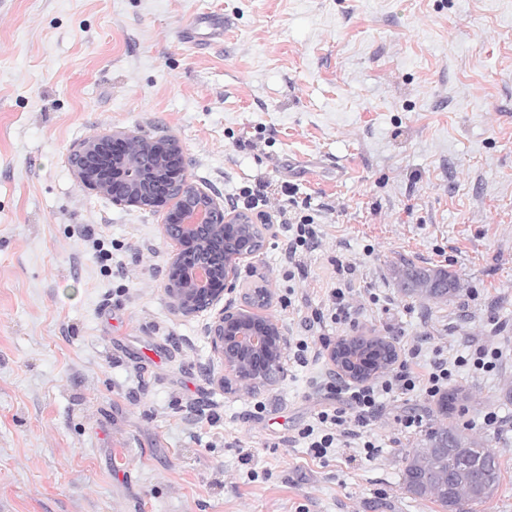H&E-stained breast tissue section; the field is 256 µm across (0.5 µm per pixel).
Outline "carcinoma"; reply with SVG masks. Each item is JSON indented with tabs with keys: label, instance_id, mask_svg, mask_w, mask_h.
<instances>
[{
	"label": "carcinoma",
	"instance_id": "1",
	"mask_svg": "<svg viewBox=\"0 0 512 512\" xmlns=\"http://www.w3.org/2000/svg\"><path fill=\"white\" fill-rule=\"evenodd\" d=\"M404 291L443 302L464 290L460 278L445 269H428L404 259L395 269ZM501 469L497 453L472 435L444 425L434 429L424 447L404 457L407 492L429 498L442 512H474L497 490Z\"/></svg>",
	"mask_w": 512,
	"mask_h": 512
}]
</instances>
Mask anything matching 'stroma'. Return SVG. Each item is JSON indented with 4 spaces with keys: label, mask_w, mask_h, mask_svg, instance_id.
<instances>
[{
    "label": "stroma",
    "mask_w": 512,
    "mask_h": 512,
    "mask_svg": "<svg viewBox=\"0 0 512 512\" xmlns=\"http://www.w3.org/2000/svg\"><path fill=\"white\" fill-rule=\"evenodd\" d=\"M116 130L175 138L188 180L223 204L259 180L272 215L285 187L309 201L306 275L289 276L272 218L224 304L264 287L265 315L306 335L338 258L358 333L448 356L512 343V0H0V512H441L403 485L426 434L395 438L411 410L437 426L438 404L389 402L373 459L314 460L290 438L331 363L250 393L222 384L213 313L183 315L166 291L163 214L72 175L73 147ZM404 259L464 291L406 295ZM455 389L502 471L476 510L512 512V432L479 421H512V359L462 369Z\"/></svg>",
    "instance_id": "stroma-1"
}]
</instances>
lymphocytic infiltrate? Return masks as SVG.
I'll list each match as a JSON object with an SVG mask.
<instances>
[{"label": "lymphocytic infiltrate", "mask_w": 512, "mask_h": 512, "mask_svg": "<svg viewBox=\"0 0 512 512\" xmlns=\"http://www.w3.org/2000/svg\"><path fill=\"white\" fill-rule=\"evenodd\" d=\"M296 199H289L281 215L288 226V242L284 261L289 268L303 271V253L315 239L317 232L312 216L296 209ZM308 335L295 337L292 349L294 363L302 368L314 366L322 359L323 348L329 347L330 339L323 334L325 323L356 326L352 306L346 291L331 288L327 310H312L307 316ZM402 358L395 367L365 383H352L333 379L325 386L328 403L319 410L311 424L298 431L296 440L309 449L316 458L327 456L329 449L339 447L342 440L360 441L367 455H375L378 447L368 437L373 425L381 416L385 402L404 396L435 399L449 386L456 383V372L462 367L490 373L506 358V351L491 342L475 345L467 354L454 359L434 356L422 361L418 347L402 348Z\"/></svg>", "instance_id": "f902f5d3"}]
</instances>
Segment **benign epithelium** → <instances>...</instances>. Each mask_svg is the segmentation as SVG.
Returning <instances> with one entry per match:
<instances>
[{
  "instance_id": "7a95c632",
  "label": "benign epithelium",
  "mask_w": 512,
  "mask_h": 512,
  "mask_svg": "<svg viewBox=\"0 0 512 512\" xmlns=\"http://www.w3.org/2000/svg\"><path fill=\"white\" fill-rule=\"evenodd\" d=\"M119 141L124 153L112 159L125 179L112 185L104 174L107 141ZM137 162H129L130 154ZM70 165L77 184L109 197L119 206L166 211L164 233L177 245L166 270V290L179 312L193 316L212 309L224 291L235 288L240 263L259 254L249 238L251 219L224 208L211 194L196 188L173 170H185L186 158L179 142L169 136L144 137L126 131L83 140L73 150ZM214 354L224 376L235 381L249 378L271 385L285 375L287 337L281 327L252 301L241 307H224L209 327ZM353 337L343 336L329 357L342 378L363 383L373 377L344 358Z\"/></svg>"
}]
</instances>
